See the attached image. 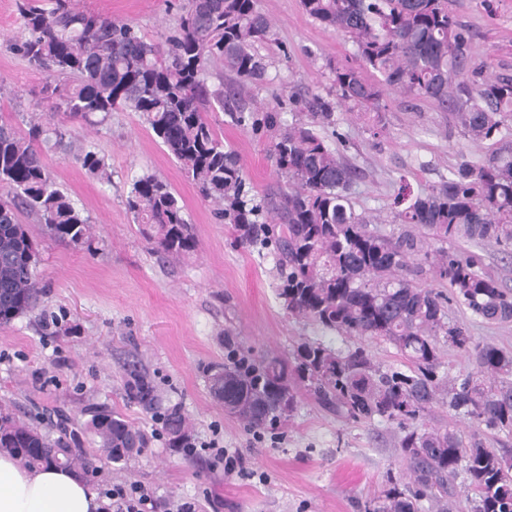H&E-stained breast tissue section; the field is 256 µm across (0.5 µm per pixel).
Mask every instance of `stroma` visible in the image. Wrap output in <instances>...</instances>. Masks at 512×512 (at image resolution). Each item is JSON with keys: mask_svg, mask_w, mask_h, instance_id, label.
Returning a JSON list of instances; mask_svg holds the SVG:
<instances>
[{"mask_svg": "<svg viewBox=\"0 0 512 512\" xmlns=\"http://www.w3.org/2000/svg\"><path fill=\"white\" fill-rule=\"evenodd\" d=\"M72 4L129 20L152 42L180 15V0ZM256 6L272 20L275 40L259 48L268 63L266 81L248 86L239 104L257 114L281 109L289 122L298 103L328 93L334 67L358 59L351 42L308 16L300 0H256ZM448 7L467 33L471 66L512 79V0H448ZM17 32L15 0H0V80L11 89L0 98V120L18 126L29 108L48 106L49 80L13 50ZM209 118L238 151L255 193L278 183L269 156L274 131L238 125L225 112ZM65 128L72 147L91 143L107 156L112 177L106 182L90 175L60 149L44 155L55 181L90 216L92 245L35 236L43 295L36 311L0 326V411L82 449L94 462L87 479L99 492L138 483L166 503L199 499L202 512H372L390 483H409L395 422L347 419L303 388L291 420L259 437L225 413L208 388L210 367L228 351L225 336L254 357L290 356L305 338L344 351L352 339L288 315L276 296L273 255L237 242L141 114L116 112L101 125L69 120ZM336 129L347 141L342 159L357 170L348 202L356 212L377 216L375 229L386 236L399 229L391 214L398 192L419 194L461 161L483 164L491 151L489 142L465 136L436 102L404 97L392 87L378 108H337ZM146 172L171 186L195 227L197 247L183 261L156 253L126 207L132 179ZM455 248L512 288V264L495 243ZM446 313L467 325L473 343L512 350V321L486 323L453 305ZM52 315L57 324H49ZM134 373L152 383L159 410L181 409L194 453L170 447L153 413L129 399L125 382ZM101 409L145 433L148 444L139 456L115 463L101 454L86 428ZM422 424L450 427L466 440L478 432L487 445L512 454V436L476 429L445 406H435ZM214 438L240 451L264 480L225 475L203 447Z\"/></svg>", "mask_w": 512, "mask_h": 512, "instance_id": "obj_1", "label": "stroma"}]
</instances>
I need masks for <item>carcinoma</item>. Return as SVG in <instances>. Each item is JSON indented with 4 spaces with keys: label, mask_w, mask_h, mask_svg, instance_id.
<instances>
[{
    "label": "carcinoma",
    "mask_w": 512,
    "mask_h": 512,
    "mask_svg": "<svg viewBox=\"0 0 512 512\" xmlns=\"http://www.w3.org/2000/svg\"><path fill=\"white\" fill-rule=\"evenodd\" d=\"M306 14L343 34L355 46L357 67L333 69L335 98L304 103L308 121L281 127L280 112L264 113L263 125L279 129L270 156L282 184L256 199L246 190L237 152L218 136L208 112H229L246 122L224 95V72L248 85L263 80L258 46L274 41L272 21L256 0H183L176 27L162 42H148L123 19L80 10L68 0H16L19 30L13 48L42 70L54 86L52 112L66 118L106 120L117 110L138 112L168 153L199 188L238 242L261 245L277 256V297L289 314L324 330L361 340L383 339L410 369L375 365L359 344L335 351L304 340L291 359H255L227 337L224 392L236 407L227 412L254 432L275 429L297 403L294 383L321 404L354 421L374 417L397 422L398 447L413 477L390 483L374 512H422V501L452 495L464 471L477 500L472 512H512V457L475 434L465 442L453 430L426 429L419 421L448 398V410L512 435V351L475 345L445 304L454 303L485 322L512 320V289L487 275L473 256L445 247L459 239L493 241L512 258V79L472 70L471 84L456 82L467 69V37L448 0H301ZM430 98L452 114L475 141H491L487 162H467L448 179L418 194L394 215L406 229L395 237L369 229L344 192L354 170L315 132L336 126L335 109L368 111L386 88ZM34 108L23 131L0 122V326L32 312L42 292L32 233L22 217L33 216L48 239L69 246L90 243L91 218L59 187L44 163V150L62 143L63 123H42ZM74 160L109 179V164L94 148ZM126 207L144 226L153 250L179 259L197 242L185 209L170 186L154 174L132 180ZM438 283L442 289L433 287ZM474 352L476 372L439 375L440 341ZM128 396L143 409L155 407L150 381L133 374ZM173 448L189 435L177 408L163 414ZM89 429L101 452L118 463L146 447L143 433L120 415L100 410ZM28 467L56 465L89 470L79 449L53 441L9 415L0 416V451Z\"/></svg>",
    "instance_id": "obj_1"
}]
</instances>
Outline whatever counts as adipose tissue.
<instances>
[{
  "mask_svg": "<svg viewBox=\"0 0 512 512\" xmlns=\"http://www.w3.org/2000/svg\"><path fill=\"white\" fill-rule=\"evenodd\" d=\"M101 498L70 470L28 468L0 451V512H98Z\"/></svg>",
  "mask_w": 512,
  "mask_h": 512,
  "instance_id": "ef3b65f1",
  "label": "adipose tissue"
}]
</instances>
